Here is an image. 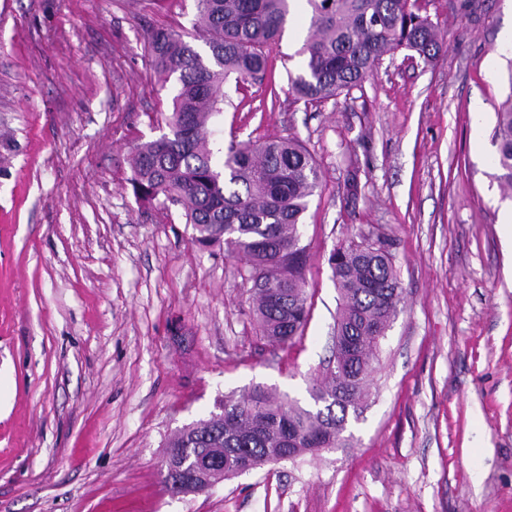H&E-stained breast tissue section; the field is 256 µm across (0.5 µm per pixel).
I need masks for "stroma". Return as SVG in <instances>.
Here are the masks:
<instances>
[{"label": "stroma", "mask_w": 512, "mask_h": 512, "mask_svg": "<svg viewBox=\"0 0 512 512\" xmlns=\"http://www.w3.org/2000/svg\"><path fill=\"white\" fill-rule=\"evenodd\" d=\"M197 0H0V512H512V192L495 177L512 0H429L445 47L384 56L349 95L294 101L295 0L263 83L224 85L213 148L295 137L320 187L300 226L309 318L278 344L249 267L139 202L135 144L167 130L157 28ZM382 240L402 302L345 446L174 495L165 445L254 387L313 408L335 359L328 258Z\"/></svg>", "instance_id": "1"}]
</instances>
